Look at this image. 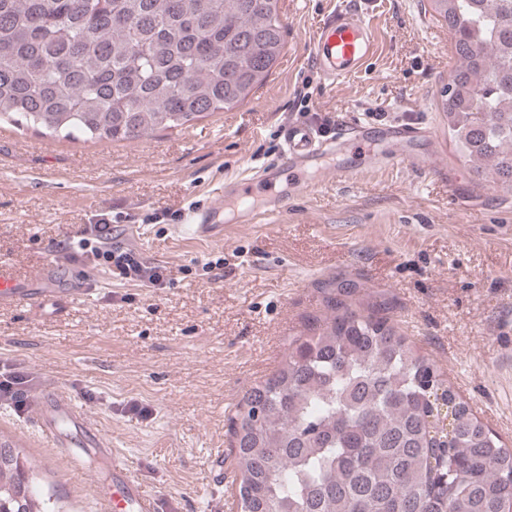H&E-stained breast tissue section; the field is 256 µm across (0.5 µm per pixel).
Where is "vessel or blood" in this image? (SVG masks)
<instances>
[{"mask_svg":"<svg viewBox=\"0 0 512 512\" xmlns=\"http://www.w3.org/2000/svg\"><path fill=\"white\" fill-rule=\"evenodd\" d=\"M375 33L370 19L355 11L338 8L320 26L313 43V57L322 76L330 82H338L362 71L375 52ZM285 146L277 167L261 168L247 181L248 186L260 187L273 183L277 168L303 172L320 164L323 158L341 145L340 139H321L311 127L301 122L289 123L284 131ZM285 201L271 204L262 202L250 194H220L204 217L189 225V232L198 238H209L220 231L224 209L235 213L239 224L255 223L259 216L281 213ZM84 291L73 288L67 291L55 288L49 273H42L36 287H20L10 264L0 262V303L16 306L42 307L54 301L57 309L67 308L83 296ZM31 417L43 436L57 439L58 429L70 425L92 442L101 437L84 408L64 394L54 393L39 398L32 405ZM104 455L112 463V489L100 496L101 512H158L159 499L148 493L131 476L128 466L113 457L111 448H104Z\"/></svg>","mask_w":512,"mask_h":512,"instance_id":"vessel-or-blood-1","label":"vessel or blood"}]
</instances>
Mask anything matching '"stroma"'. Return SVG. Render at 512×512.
<instances>
[{"mask_svg": "<svg viewBox=\"0 0 512 512\" xmlns=\"http://www.w3.org/2000/svg\"><path fill=\"white\" fill-rule=\"evenodd\" d=\"M338 7L367 9L376 49L365 71L330 84L312 44ZM285 47L237 107L134 141L52 139L0 124V259L27 277L47 262L58 284L92 291L62 315L0 307V362L29 376L27 395L74 398L160 512H238L228 419L270 374L290 337L324 312L326 284L390 299L404 336L454 392L512 445V193L458 160L440 109L455 67L430 0H278ZM307 92L299 102V92ZM337 131L428 128L425 170L377 167L374 145L336 156L354 174L289 192L277 222L184 229L224 182L276 163L283 129L304 113ZM164 269L161 286L121 280L64 246L88 225ZM137 401L148 417L131 412ZM36 477L52 512H95L107 469L71 460L28 411L0 404V442ZM224 454V476L213 459Z\"/></svg>", "mask_w": 512, "mask_h": 512, "instance_id": "35a3bbf8", "label": "stroma"}]
</instances>
